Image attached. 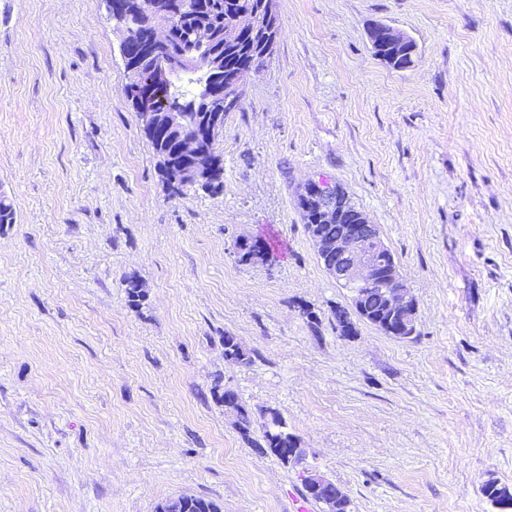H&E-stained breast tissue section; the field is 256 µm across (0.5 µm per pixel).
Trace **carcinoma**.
Masks as SVG:
<instances>
[{
  "mask_svg": "<svg viewBox=\"0 0 512 512\" xmlns=\"http://www.w3.org/2000/svg\"><path fill=\"white\" fill-rule=\"evenodd\" d=\"M262 0H113L112 14L137 23L128 45L120 54L129 71L126 88L142 86L150 91L147 98L151 112H181L188 118L182 127H158L144 137L155 157L166 155L172 168L182 171L194 164V158L183 153L185 139L199 133L198 124L206 117H216L224 126V116L234 111L224 107V88L243 71L259 70L272 54L270 22L261 10ZM173 11L181 12V22L172 29L168 44L156 53L147 50L150 24L168 20ZM203 31L205 44L196 39ZM224 166L202 185L182 183L176 197H184L201 188L215 192L224 184ZM304 224L319 225L327 238L336 236L338 224H324L315 206L303 198L298 201ZM238 261L247 264L272 261L271 246L260 238L245 239L236 245ZM224 358L238 364L252 362L251 352L235 336L224 334ZM293 437L283 430L279 414H271L263 426V442L257 448H268L285 462L290 461L286 449ZM502 487L494 482L482 488L484 496L500 509L512 510V501L501 496ZM184 512H220V507L207 499L183 495Z\"/></svg>",
  "mask_w": 512,
  "mask_h": 512,
  "instance_id": "1",
  "label": "carcinoma"
}]
</instances>
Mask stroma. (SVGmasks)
Wrapping results in <instances>:
<instances>
[{"instance_id":"1","label":"stroma","mask_w":512,"mask_h":512,"mask_svg":"<svg viewBox=\"0 0 512 512\" xmlns=\"http://www.w3.org/2000/svg\"><path fill=\"white\" fill-rule=\"evenodd\" d=\"M281 32L224 118L220 194L170 198L105 0H0V512H497L512 488V0H278ZM417 55L398 70L368 27ZM342 185L417 303L361 322L298 196ZM270 239L269 264L236 243ZM145 292L132 305L124 280ZM316 322H309L308 313ZM232 334L252 352L224 358ZM248 410L250 431L225 408ZM302 448H254L268 412ZM369 41L376 56L382 58L377 53L378 48L381 47L389 52V58L393 62L406 54H409L412 59L415 53V47L410 43L411 39L384 24H375L370 28Z\"/></svg>"}]
</instances>
